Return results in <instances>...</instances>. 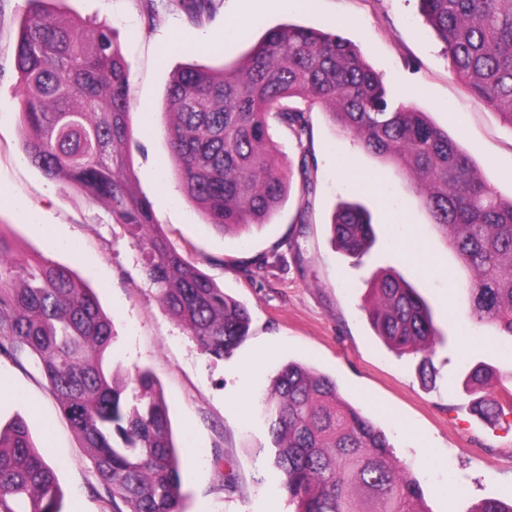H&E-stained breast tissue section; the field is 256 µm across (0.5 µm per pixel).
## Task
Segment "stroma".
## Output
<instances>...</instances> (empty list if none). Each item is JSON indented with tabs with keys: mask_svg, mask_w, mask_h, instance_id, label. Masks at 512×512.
<instances>
[{
	"mask_svg": "<svg viewBox=\"0 0 512 512\" xmlns=\"http://www.w3.org/2000/svg\"><path fill=\"white\" fill-rule=\"evenodd\" d=\"M147 24L141 0H53L52 12L106 24L129 65L132 152L137 190L176 246L186 248L225 292L244 302L251 332L231 354H204L155 301L130 239L105 204L48 180L22 151L23 87L13 69L24 0H0V230L25 255H44L71 268L95 292L114 333L108 362L121 372L147 369L159 380L181 454L183 512H294L271 476L269 439L256 420V394L296 361L334 378L343 396L387 434L398 460L422 485L429 512H470L480 500H512V414L486 420L467 384L483 361L512 369V339H492L473 324L466 269L430 221L410 181L392 164L367 154L321 107L311 114L315 187L300 180L269 224L226 236L199 208L172 192L179 182L166 136V88L190 64L214 69L238 63L270 28L293 23L331 31L355 43L389 93L406 97L446 129L483 177L512 197V128L476 102L452 77L442 44L419 11V0H216L203 25L156 0ZM358 197L369 209L372 250L354 259L335 249V205ZM308 211H301L302 199ZM269 262L254 278L243 270ZM391 267L430 305L447 336L437 346L436 381L423 384L418 357L398 354L374 333L364 310L374 271ZM265 359L246 366L257 353ZM24 419L36 445L48 449L64 493V512H102L94 474L33 362L0 360V425ZM233 486H226V477Z\"/></svg>",
	"mask_w": 512,
	"mask_h": 512,
	"instance_id": "1",
	"label": "stroma"
}]
</instances>
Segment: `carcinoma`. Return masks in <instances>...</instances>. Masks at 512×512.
<instances>
[{
  "instance_id": "obj_1",
  "label": "carcinoma",
  "mask_w": 512,
  "mask_h": 512,
  "mask_svg": "<svg viewBox=\"0 0 512 512\" xmlns=\"http://www.w3.org/2000/svg\"><path fill=\"white\" fill-rule=\"evenodd\" d=\"M13 48L24 87L22 149L50 180L106 203L134 241L142 272L164 312L199 349L221 359L249 335L247 306L201 271L157 224L128 175L131 127L128 65L110 29L56 19L25 0ZM197 26L215 0H171ZM442 42L449 71L469 95L512 128V0H419ZM302 98L362 149L394 164L420 193L432 223L472 273L470 312L512 337V198L500 197L458 143L404 98L390 96L351 41L288 24L268 29L245 62L217 73L178 72L166 93L167 138L183 199L221 233L267 223L289 189L275 164L273 128L302 148L301 191H313L303 138L310 111ZM340 250L358 257L374 241L366 210L345 202L330 224ZM366 309L394 350L420 357L423 380L435 379L441 336L426 302L395 271L374 276ZM112 320L73 271L14 252L0 231V358L35 363L73 433L89 449L105 491L103 512H182L180 457L160 383L149 370L123 380L105 366ZM502 374L476 363L468 381L488 391L474 412L512 411ZM258 417L272 444L271 465L295 512H430L420 483L400 464L384 431L340 394L336 381L297 362L286 364L260 399ZM0 512H61L57 471L15 418L0 431ZM471 512H512V503L481 500Z\"/></svg>"
}]
</instances>
